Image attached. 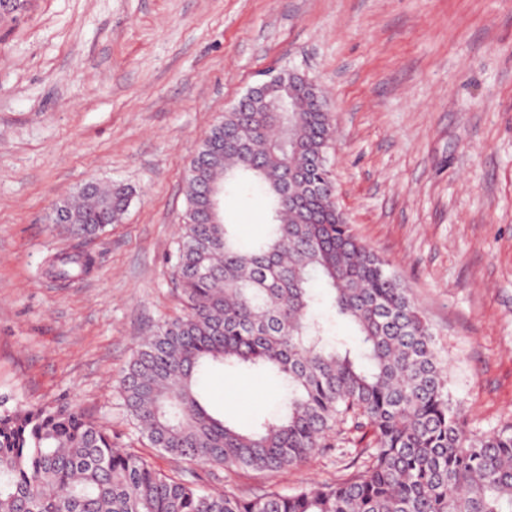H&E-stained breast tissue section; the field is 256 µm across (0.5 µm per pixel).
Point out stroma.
<instances>
[{
    "instance_id": "obj_1",
    "label": "stroma",
    "mask_w": 512,
    "mask_h": 512,
    "mask_svg": "<svg viewBox=\"0 0 512 512\" xmlns=\"http://www.w3.org/2000/svg\"><path fill=\"white\" fill-rule=\"evenodd\" d=\"M272 69L326 93L337 202L435 332L470 434L512 427V0H31L0 22V398L79 406L118 447L211 491L361 470L348 444L274 473L178 460L120 395L142 339L182 313L170 259L189 160ZM92 181L134 195L90 242L93 272L54 281L45 262L71 241L45 216ZM264 211L247 189L227 200L243 244ZM202 388L241 427L280 407L262 372L214 367Z\"/></svg>"
}]
</instances>
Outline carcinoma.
<instances>
[{"instance_id":"cac0c4a2","label":"carcinoma","mask_w":512,"mask_h":512,"mask_svg":"<svg viewBox=\"0 0 512 512\" xmlns=\"http://www.w3.org/2000/svg\"><path fill=\"white\" fill-rule=\"evenodd\" d=\"M321 112H226L198 145L173 279L184 314L162 322L121 380L123 404L150 445L225 469L281 471L333 447L340 425L365 444L362 471L335 485L243 498L208 494L122 451L78 407L0 411V512H512V430L468 434L434 333L391 264L364 246L321 189L288 207V169L328 157ZM209 184L269 199L265 239L241 245L212 223ZM133 191L83 187L56 209L76 240L46 274L70 281L96 258L88 239L115 223ZM327 302L355 327L357 352L315 315ZM221 365L263 370L287 388L282 412L243 429L212 414L199 376Z\"/></svg>"}]
</instances>
